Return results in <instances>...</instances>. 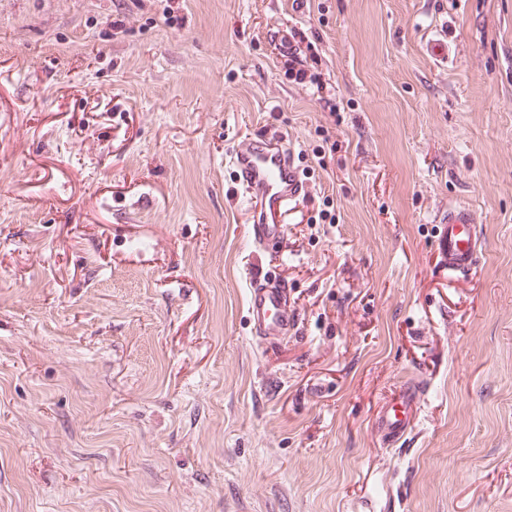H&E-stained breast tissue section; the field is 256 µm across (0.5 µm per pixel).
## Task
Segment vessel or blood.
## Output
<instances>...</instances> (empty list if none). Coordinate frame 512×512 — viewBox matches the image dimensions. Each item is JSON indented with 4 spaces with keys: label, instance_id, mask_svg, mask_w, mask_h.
I'll use <instances>...</instances> for the list:
<instances>
[{
    "label": "vessel or blood",
    "instance_id": "obj_1",
    "mask_svg": "<svg viewBox=\"0 0 512 512\" xmlns=\"http://www.w3.org/2000/svg\"><path fill=\"white\" fill-rule=\"evenodd\" d=\"M232 164L252 214L249 235L260 248L275 250L285 235L287 216L294 213L309 192L294 151L286 138L256 136L235 151ZM477 224L469 207L449 206L438 234L441 267L449 279L465 278L475 269L483 250ZM249 314L258 338L276 340L287 335L294 322L287 288L269 277L255 279ZM421 389L419 381H408L379 409L375 426L387 445L397 446L411 429L417 418Z\"/></svg>",
    "mask_w": 512,
    "mask_h": 512
}]
</instances>
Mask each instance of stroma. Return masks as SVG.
<instances>
[{"label": "stroma", "mask_w": 512, "mask_h": 512, "mask_svg": "<svg viewBox=\"0 0 512 512\" xmlns=\"http://www.w3.org/2000/svg\"><path fill=\"white\" fill-rule=\"evenodd\" d=\"M257 133L310 186L280 260ZM0 512H512V0H0ZM232 164L252 214L250 238L281 258L282 253L275 248L285 235L286 217L295 212L309 192L293 148L286 137L255 136L235 151ZM478 220L472 209L463 205H448V215L440 223L438 253L442 270L448 280L469 276L483 250L478 234ZM249 314L258 338L277 340L288 336L294 322L288 289L276 279H255L250 291ZM421 389L419 381L406 382L377 412L376 430L388 446L400 444L415 423Z\"/></svg>", "instance_id": "stroma-1"}]
</instances>
